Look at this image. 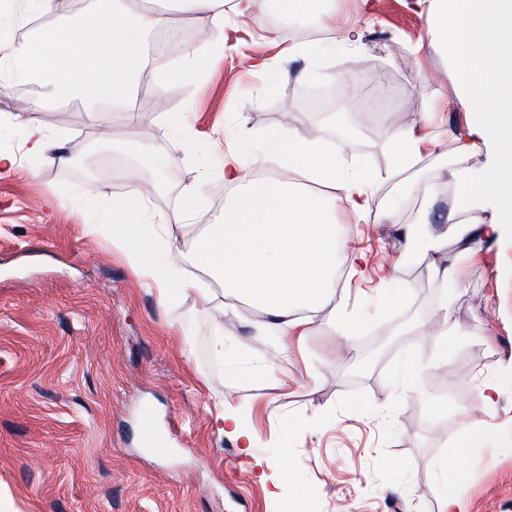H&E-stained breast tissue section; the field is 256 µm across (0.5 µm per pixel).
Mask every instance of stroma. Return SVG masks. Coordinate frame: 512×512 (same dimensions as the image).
Instances as JSON below:
<instances>
[{
	"instance_id": "stroma-1",
	"label": "stroma",
	"mask_w": 512,
	"mask_h": 512,
	"mask_svg": "<svg viewBox=\"0 0 512 512\" xmlns=\"http://www.w3.org/2000/svg\"><path fill=\"white\" fill-rule=\"evenodd\" d=\"M332 13L337 37L355 55L288 58L296 35L266 16L232 15L213 32L231 54L184 80L180 54L196 47L191 33L201 21L177 13L180 53L142 70L124 106L53 100L22 82L0 88V148L16 157L0 169V486L17 512H279L259 478L261 460L283 464L314 512H441L437 468L452 462L475 423L494 438L471 449L469 479L456 493L464 512H512V387L491 409L481 393L483 380L512 368V233L474 240L450 289L421 254L430 224L417 221L416 184L434 180L431 224L441 223L451 173L478 171L485 145L464 160L451 144L424 153L403 176L396 221L381 218L379 196L361 223L337 213L348 251L363 254L369 276L341 272L336 296L369 323L349 337L316 325L284 355L278 337L247 333L236 355L216 354L211 314L184 290L213 280L188 263L169 266L158 252L156 283L147 286L107 229L112 203L146 176L154 191L134 221L167 217L170 236L190 242L222 218L232 195L221 175L225 151L248 154L292 126L321 125L346 164L382 175L396 128L469 140L457 76L432 42L429 0H335ZM320 87L350 105V134L310 110L305 95ZM155 93L167 96L165 110L145 109ZM19 96L42 111L15 110ZM30 119L62 136L67 162L27 151L21 126ZM199 180L196 211L180 220L182 191ZM391 283L410 286L412 298L379 309ZM446 304L463 334L439 360L425 330ZM344 341L346 359L337 351ZM407 355L419 372L394 386ZM262 359L273 371L251 378ZM227 394L253 447L217 429L213 417ZM145 408L158 422L153 447L138 435Z\"/></svg>"
}]
</instances>
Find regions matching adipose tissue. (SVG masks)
<instances>
[{"instance_id":"adipose-tissue-1","label":"adipose tissue","mask_w":512,"mask_h":512,"mask_svg":"<svg viewBox=\"0 0 512 512\" xmlns=\"http://www.w3.org/2000/svg\"><path fill=\"white\" fill-rule=\"evenodd\" d=\"M111 2L108 14L89 9L75 27L46 25L29 37L0 44V74L50 85L58 100L127 102L138 73L151 61V35L169 26L171 17L164 10L131 11L127 0ZM331 2L278 0L284 12L308 15L328 34L309 45H291L289 55L315 59L336 51ZM176 3L212 28L223 27L228 14L258 17L267 7V0ZM432 9V39L457 75V97L476 104L470 133L495 150L493 161L479 172L454 176L447 222L425 241L432 271L453 285L455 264L480 230L470 218L480 203L492 201L498 225H512V0H432ZM78 36L83 48L67 54ZM391 142L393 168L384 177L344 165L326 139L297 128L273 139L271 148L252 152L248 162L229 157L223 177L236 187L234 198L225 205L220 223L209 225L183 248L169 238L155 242L150 228L131 221L128 208L113 206L112 221L124 227L127 258L142 276L153 275L143 259L145 250L159 245L168 254L185 255L220 282L229 297L222 304L215 303L211 289L188 287L195 301L213 306L227 327L216 337L218 352L235 350L236 338L247 326L285 339L307 335L324 317L346 335L359 328L360 320L334 300L345 248L336 210L346 208L354 221H361L382 182H397L427 149L425 137L412 131L395 132ZM275 167L279 175L262 177V170ZM249 169L257 171V179H246ZM241 301L261 310L263 320L247 322L237 308Z\"/></svg>"}]
</instances>
